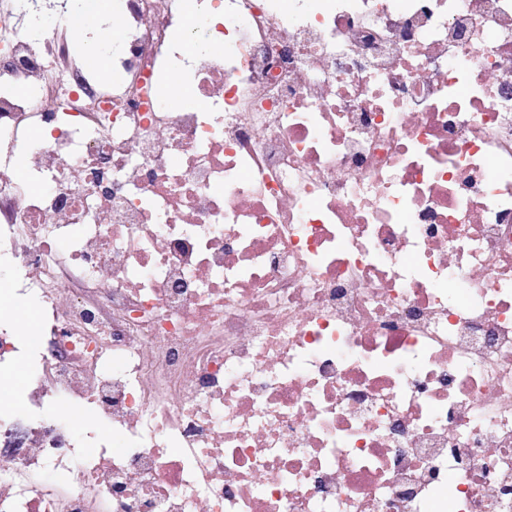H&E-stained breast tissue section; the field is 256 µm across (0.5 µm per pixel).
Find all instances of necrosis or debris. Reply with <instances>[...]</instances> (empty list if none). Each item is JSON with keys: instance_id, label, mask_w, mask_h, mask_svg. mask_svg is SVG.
<instances>
[{"instance_id": "4bbe7bcc", "label": "necrosis or debris", "mask_w": 512, "mask_h": 512, "mask_svg": "<svg viewBox=\"0 0 512 512\" xmlns=\"http://www.w3.org/2000/svg\"><path fill=\"white\" fill-rule=\"evenodd\" d=\"M35 2L0 14V308L40 319L0 325L36 356L0 512H512V0H205L189 56L176 0H119L109 90Z\"/></svg>"}]
</instances>
